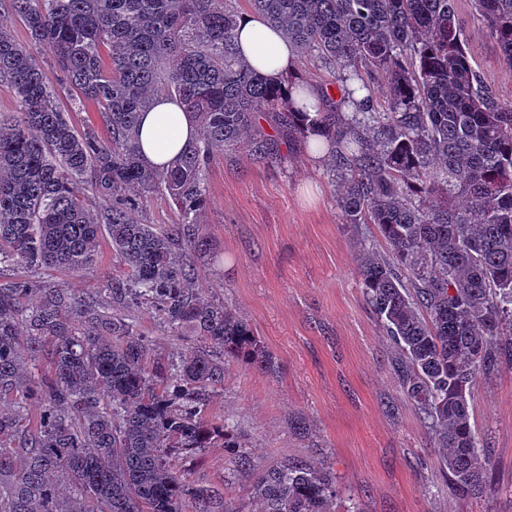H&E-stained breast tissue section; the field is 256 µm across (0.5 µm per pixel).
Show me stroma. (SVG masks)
Here are the masks:
<instances>
[{"mask_svg":"<svg viewBox=\"0 0 512 512\" xmlns=\"http://www.w3.org/2000/svg\"><path fill=\"white\" fill-rule=\"evenodd\" d=\"M457 7L474 68L512 105V65L473 0H457ZM207 183L197 226L207 251L189 256L194 285L247 321L273 361L263 372L226 364L208 414L238 426L255 470L301 458L331 472L339 494L330 512H512V368L480 381L470 399L492 478L480 496L455 494L442 449L401 388L397 348L363 293L361 260L385 244L375 225L344 223L326 162L312 160L303 146L278 163L221 151ZM123 272L104 238L85 270L34 274L18 267L0 281L34 275L78 293ZM130 316L162 355L200 347L194 337L169 335L144 309ZM173 462L196 485L218 489L224 512H258L249 479L221 445Z\"/></svg>","mask_w":512,"mask_h":512,"instance_id":"obj_1","label":"stroma"}]
</instances>
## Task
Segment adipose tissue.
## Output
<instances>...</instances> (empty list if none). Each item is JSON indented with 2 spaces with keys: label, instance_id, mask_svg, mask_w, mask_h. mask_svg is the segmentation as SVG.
Masks as SVG:
<instances>
[{
  "label": "adipose tissue",
  "instance_id": "ef3b65f1",
  "mask_svg": "<svg viewBox=\"0 0 512 512\" xmlns=\"http://www.w3.org/2000/svg\"><path fill=\"white\" fill-rule=\"evenodd\" d=\"M236 33L241 56L271 82H280L286 74L296 72L298 59L286 36L259 16L242 15ZM196 132L194 120L178 102L157 96L140 116L138 143L144 162L154 168L168 166Z\"/></svg>",
  "mask_w": 512,
  "mask_h": 512
}]
</instances>
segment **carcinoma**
I'll use <instances>...</instances> for the list:
<instances>
[{
  "label": "carcinoma",
  "mask_w": 512,
  "mask_h": 512,
  "mask_svg": "<svg viewBox=\"0 0 512 512\" xmlns=\"http://www.w3.org/2000/svg\"><path fill=\"white\" fill-rule=\"evenodd\" d=\"M286 35L298 60L317 54L340 77L329 108L286 94L239 57L238 0H11L30 44L0 21V81L20 102L0 112V272L16 265L85 269L107 234L128 274L81 294L47 281L0 284V512H224L215 490L174 469L216 441L244 471L251 461L227 421L205 414L224 364L264 371L271 355L247 322L192 287L197 217L218 149L281 160L323 129L328 169L348 224H373L388 253L359 276L396 344L401 387L438 447L451 485L483 493L484 442L468 397L512 366V105L472 66L456 0H247ZM512 64V0H474ZM386 81L387 108L361 107ZM99 108L105 137L77 129L53 88ZM176 97L197 138L164 169L146 166L140 113ZM353 108L343 112L340 105ZM314 109L309 114L308 109ZM98 200L89 208L76 186ZM162 190L181 221L158 228L134 212ZM143 308L175 335L221 349L173 363L128 311ZM40 406L29 417V407ZM259 512H329L331 473L292 459L251 482Z\"/></svg>",
  "instance_id": "cac0c4a2"
}]
</instances>
